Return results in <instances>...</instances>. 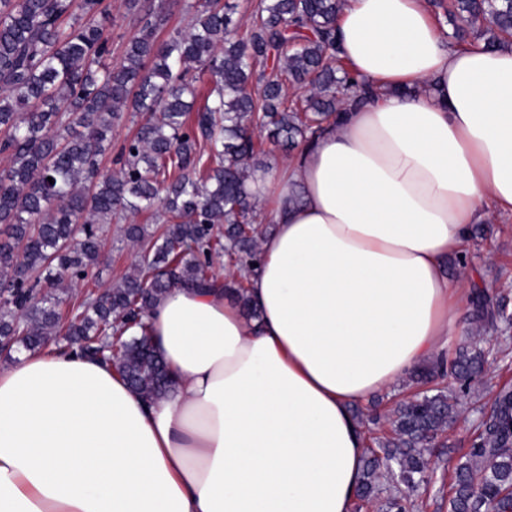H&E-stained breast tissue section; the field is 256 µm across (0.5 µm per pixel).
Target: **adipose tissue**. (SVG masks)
I'll return each instance as SVG.
<instances>
[{"mask_svg":"<svg viewBox=\"0 0 512 512\" xmlns=\"http://www.w3.org/2000/svg\"><path fill=\"white\" fill-rule=\"evenodd\" d=\"M336 48L371 97L252 183L257 318L169 288L158 400L74 347L1 367L0 512H351V405L447 357L469 298L448 259L512 217V44H451L427 0H346Z\"/></svg>","mask_w":512,"mask_h":512,"instance_id":"obj_1","label":"adipose tissue"}]
</instances>
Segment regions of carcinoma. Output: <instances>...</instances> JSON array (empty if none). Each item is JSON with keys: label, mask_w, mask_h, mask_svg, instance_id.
Returning <instances> with one entry per match:
<instances>
[{"label": "carcinoma", "mask_w": 512, "mask_h": 512, "mask_svg": "<svg viewBox=\"0 0 512 512\" xmlns=\"http://www.w3.org/2000/svg\"><path fill=\"white\" fill-rule=\"evenodd\" d=\"M344 0H260L239 38L221 0L188 6L189 31L165 40V0H127L135 33L112 63L104 0H0V342L45 348L65 331L89 357H120L115 370L136 391H169L165 365L146 350L143 317L174 285L211 288L213 260L236 270L260 260L271 225H256L250 188L268 141L302 146L365 98V83L335 55L333 31ZM454 42L495 47L512 40V0H448ZM208 85L205 104L190 98ZM297 90L288 97V87ZM137 132L112 151L124 112ZM114 154L115 171L102 169ZM54 183H49V180ZM162 207L159 235L129 224L125 238L142 257L101 300L89 291L70 317L59 311L64 279H88L102 256L103 225L118 211ZM251 317L244 281L227 279ZM472 336L454 359L410 375L419 387L393 410L394 436L364 461L355 510L413 512L411 493L431 484L427 454L457 415L485 369L478 339L512 325V314L488 292L471 295ZM448 512H512V387L491 399L485 420L448 470Z\"/></svg>", "instance_id": "carcinoma-1"}]
</instances>
